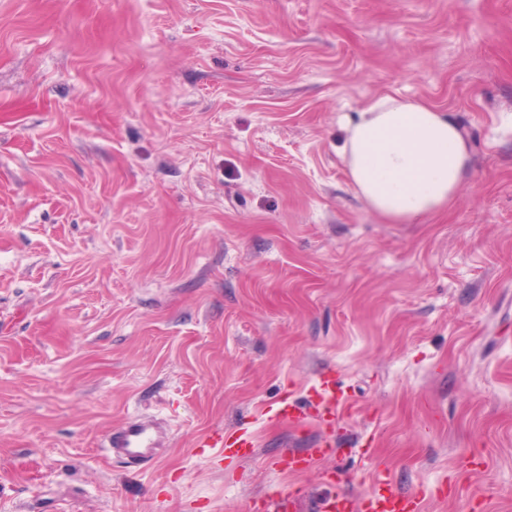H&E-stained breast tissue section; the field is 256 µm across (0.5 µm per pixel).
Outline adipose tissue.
I'll use <instances>...</instances> for the list:
<instances>
[{
  "label": "adipose tissue",
  "instance_id": "ef3b65f1",
  "mask_svg": "<svg viewBox=\"0 0 512 512\" xmlns=\"http://www.w3.org/2000/svg\"><path fill=\"white\" fill-rule=\"evenodd\" d=\"M343 129L345 173L383 221L413 224L450 209L470 178L471 151L463 130L425 102L382 94Z\"/></svg>",
  "mask_w": 512,
  "mask_h": 512
}]
</instances>
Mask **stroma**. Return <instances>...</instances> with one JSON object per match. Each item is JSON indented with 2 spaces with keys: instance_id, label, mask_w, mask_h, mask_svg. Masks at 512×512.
Listing matches in <instances>:
<instances>
[{
  "instance_id": "stroma-1",
  "label": "stroma",
  "mask_w": 512,
  "mask_h": 512,
  "mask_svg": "<svg viewBox=\"0 0 512 512\" xmlns=\"http://www.w3.org/2000/svg\"><path fill=\"white\" fill-rule=\"evenodd\" d=\"M383 93L462 126L450 211L349 182ZM326 375L338 446L283 470L319 429L270 408ZM334 472L512 512V0H0V512H315ZM168 439L169 432L160 423L133 419L109 435L107 448L112 456L130 466H146ZM201 446L215 448L219 454L229 451L234 454L241 453V456H247L249 455L247 448H253L254 443L252 439L242 438L241 436L235 438L233 442L228 443L227 440H224V435L221 437L205 435L201 440Z\"/></svg>"
}]
</instances>
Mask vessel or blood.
<instances>
[{
  "instance_id": "vessel-or-blood-1",
  "label": "vessel or blood",
  "mask_w": 512,
  "mask_h": 512,
  "mask_svg": "<svg viewBox=\"0 0 512 512\" xmlns=\"http://www.w3.org/2000/svg\"><path fill=\"white\" fill-rule=\"evenodd\" d=\"M323 393L328 394L326 405L309 402L301 407L294 402L284 400L275 408L276 416L287 419L290 423L304 426L307 424L329 425L336 420L337 406L331 395L334 391V381L324 377L321 381ZM169 439L167 429L155 422L133 419L109 435L107 444L112 456L121 459L130 466L148 465L157 455L160 448L166 446ZM201 444L207 448L217 449L218 452L234 454L246 453L252 447L249 438L238 437L227 441L221 437L204 436ZM329 441H320L317 448L307 452L289 453L281 458L280 463L292 471L303 470L316 460L323 459L331 451ZM418 504L415 499L394 491L387 482L380 481L371 486L362 496H354L345 486L344 480H336L327 496L320 505L319 512H417Z\"/></svg>"
}]
</instances>
